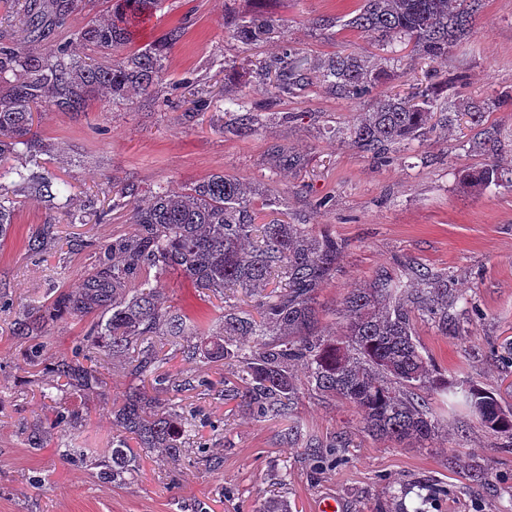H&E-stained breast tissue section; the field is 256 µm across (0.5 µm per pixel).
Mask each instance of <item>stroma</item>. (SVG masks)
<instances>
[{"mask_svg": "<svg viewBox=\"0 0 512 512\" xmlns=\"http://www.w3.org/2000/svg\"><path fill=\"white\" fill-rule=\"evenodd\" d=\"M482 3L469 36L433 62L405 41L385 51L368 34L322 27L323 19L355 10L357 0H167L126 50L143 49L184 26L182 38L166 52L170 81L262 103L267 84L257 70L280 56L282 43L249 47L225 40L224 15L231 9L243 16L263 11L280 20L285 41L308 64L345 49L383 68L378 94L405 90L434 69L443 77L464 75L462 99L482 101L512 92V0ZM226 58L240 64V73L223 72L220 62ZM187 109L184 98L173 95L153 110L137 101L106 111L93 99L78 116H34L35 130L51 147L40 156L41 165L67 184L76 203L94 200L95 211L83 224L57 222L55 248L38 255L28 241L56 212L21 192L14 222L0 240V298L8 302L0 309V512H257L274 496L287 499L291 512H318L327 497L341 503V512H404L414 501L406 493L410 487L424 497V512H512V447H503L462 407L439 413L432 440L399 444L364 432L350 405L304 388L294 411L300 434L289 443L281 422L254 419L235 402L199 389L185 391L178 400L209 420L202 434L219 466L197 464L193 449L176 463L154 452L141 458L134 483L115 486L92 465L117 434L108 405L121 402L130 384L123 367L111 363L104 370V392L75 403L82 424L64 434L51 432L41 449L28 448L29 428L51 415L52 404L40 396L42 370L28 365L12 323L30 301L52 299L77 285L95 246L127 229V210L112 212L108 206L113 183L128 179L150 191L224 173L252 188L259 223L285 220L331 230L346 249L319 293L329 325L348 291L377 269L402 277L414 265L447 275L448 295L456 300L449 315L458 329L441 335L421 316L417 338L449 380L479 384L512 407V363L496 355L512 342V187L493 185L471 194L459 184L464 169L489 161L472 146L483 128L501 142L498 164L512 168V105L485 113L478 127L464 114L452 124H435L385 165L337 135L366 111V103L322 87L281 98L275 118L245 139L224 133L223 113L192 119ZM284 112L301 118L282 121ZM274 143L304 155L305 168L272 173L266 150ZM325 196L332 202L323 207L319 201ZM158 286L166 304L189 310L206 325L218 322L224 302L247 309L254 304L253 297L232 289L223 298L200 300L174 274L161 276ZM311 436L325 442L343 437L341 463L315 464L306 446ZM66 447L85 449L88 463L63 459ZM478 469L487 472L486 484L473 482Z\"/></svg>", "mask_w": 512, "mask_h": 512, "instance_id": "35a3bbf8", "label": "stroma"}]
</instances>
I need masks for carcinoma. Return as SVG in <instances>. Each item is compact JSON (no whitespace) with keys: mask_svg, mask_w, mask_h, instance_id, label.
I'll return each mask as SVG.
<instances>
[{"mask_svg":"<svg viewBox=\"0 0 512 512\" xmlns=\"http://www.w3.org/2000/svg\"><path fill=\"white\" fill-rule=\"evenodd\" d=\"M77 0H22L25 35L8 34L12 19H0V180L17 192L48 200L70 224L85 223L86 205L62 194L55 177L39 166L46 144L33 131V115L44 110L82 113L90 99L102 104L152 97L164 86L172 91L183 82L167 81L165 48L182 35L179 28L131 54L121 53L140 34V22L164 8L166 0H113L106 19L70 33L58 42L55 32L68 26ZM482 0H361L343 27L379 34L384 46L408 40L421 55L448 56L469 33ZM283 37L279 20L269 14L224 15V38L243 45ZM104 54L84 60L71 43ZM383 70L373 69L352 54H336L317 69L296 57L288 45L277 62L272 95L301 90L313 82L353 101L369 96ZM463 82L456 76L432 81L410 97L382 96L369 112L341 131L352 144L389 161L390 148L409 145L423 135L435 105L457 111L451 90ZM232 115L226 130L238 137L255 133L261 112L244 98H226ZM512 103L498 94L467 112L475 124L483 113ZM26 155L33 165L4 168L10 157ZM277 170H299L304 157L282 145L270 147ZM461 184L478 192L492 184L512 187V168L485 164L461 173ZM133 180L112 187V208L131 207L127 231L94 252L80 287L57 292L51 303H28L13 323V334L27 345L29 365L43 361L49 322L65 315L88 318L84 336L70 357L52 364L42 386L43 398L55 402L52 419L37 420L26 437L40 449L52 431L74 428L82 420L72 399L104 388L102 369L115 360L132 379L121 404L112 407L119 435L103 459L94 462L101 478L114 486L134 482L140 471L135 449L157 451L178 461L187 449L205 448L193 418L169 398L179 391V378L161 371L171 350L203 364L220 363L230 376L220 381L221 396L238 399L257 418L288 420L298 394L294 368L305 369L311 390L342 399L361 416L370 435L397 443H422L436 431L438 403L466 406L488 432L512 446V409L477 384L450 385L434 359L423 354L414 320L426 316L448 335V278L417 269L407 281L381 270L341 302V320L321 325L318 296L336 272L345 243L329 230L304 224H255L250 187L239 179L216 174L182 189L159 187L139 201ZM15 200L0 185V237L7 236ZM54 225L45 224L32 237L35 253L54 246ZM157 275L178 273L198 292L224 297V289L240 288L259 295V318L235 304L224 306L218 327H204L182 310L165 305L153 283ZM284 285L265 292L273 273ZM309 447L317 462L336 458L343 441L325 443L316 437Z\"/></svg>","mask_w":512,"mask_h":512,"instance_id":"1","label":"carcinoma"}]
</instances>
